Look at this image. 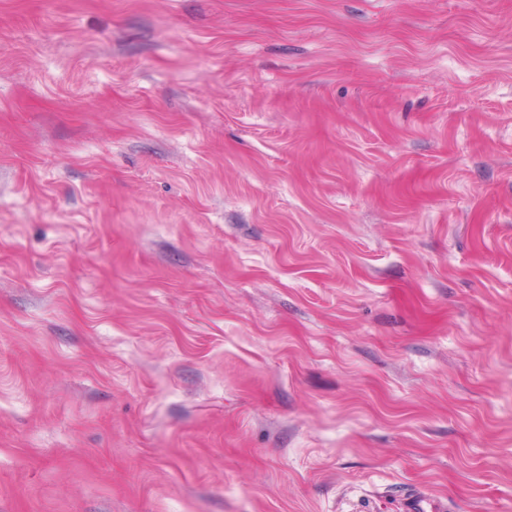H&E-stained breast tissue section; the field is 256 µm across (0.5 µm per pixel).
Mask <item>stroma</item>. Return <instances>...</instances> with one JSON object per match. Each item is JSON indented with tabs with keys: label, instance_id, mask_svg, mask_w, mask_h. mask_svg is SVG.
Masks as SVG:
<instances>
[{
	"label": "stroma",
	"instance_id": "obj_1",
	"mask_svg": "<svg viewBox=\"0 0 512 512\" xmlns=\"http://www.w3.org/2000/svg\"><path fill=\"white\" fill-rule=\"evenodd\" d=\"M512 512V0H0V512Z\"/></svg>",
	"mask_w": 512,
	"mask_h": 512
}]
</instances>
